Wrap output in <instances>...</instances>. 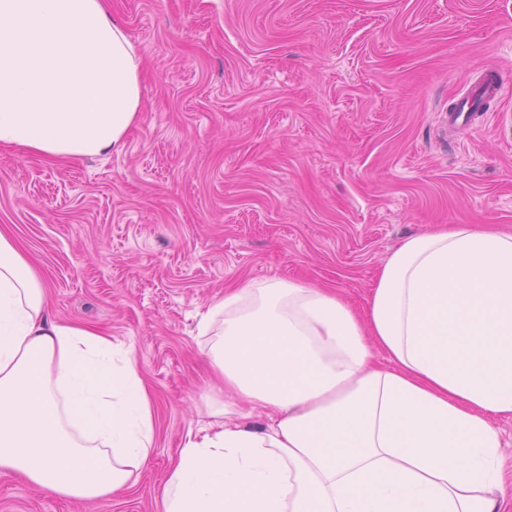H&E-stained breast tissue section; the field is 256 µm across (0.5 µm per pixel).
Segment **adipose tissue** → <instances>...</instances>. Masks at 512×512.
<instances>
[{
    "mask_svg": "<svg viewBox=\"0 0 512 512\" xmlns=\"http://www.w3.org/2000/svg\"><path fill=\"white\" fill-rule=\"evenodd\" d=\"M140 60L108 0H0V147L78 162L122 151ZM214 387L265 425L188 436L163 512H512L493 418H512V232L408 237L365 312L277 276L197 324ZM130 348L48 317L41 272L0 229V469L53 495L128 489L155 446Z\"/></svg>",
    "mask_w": 512,
    "mask_h": 512,
    "instance_id": "adipose-tissue-1",
    "label": "adipose tissue"
}]
</instances>
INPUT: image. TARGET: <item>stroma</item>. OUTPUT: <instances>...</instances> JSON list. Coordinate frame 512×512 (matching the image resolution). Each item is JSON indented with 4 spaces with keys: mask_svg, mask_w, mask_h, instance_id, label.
Instances as JSON below:
<instances>
[{
    "mask_svg": "<svg viewBox=\"0 0 512 512\" xmlns=\"http://www.w3.org/2000/svg\"><path fill=\"white\" fill-rule=\"evenodd\" d=\"M144 64L122 152L58 164L0 148V225L57 321L131 347L156 402L137 483L55 497L0 470V512H162L213 418L196 323L278 276L364 307L406 237L512 230V0H111ZM488 71L498 95L448 129Z\"/></svg>",
    "mask_w": 512,
    "mask_h": 512,
    "instance_id": "obj_1",
    "label": "stroma"
}]
</instances>
